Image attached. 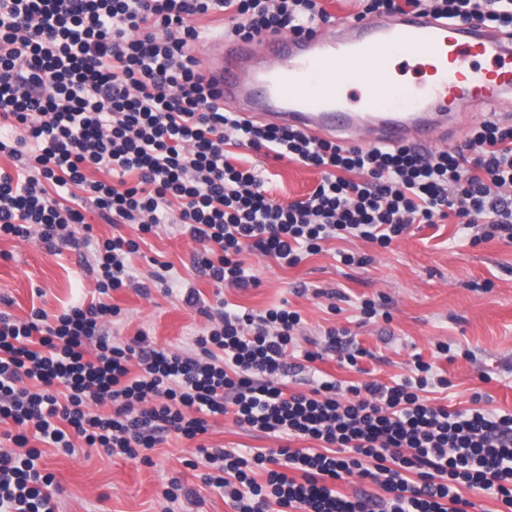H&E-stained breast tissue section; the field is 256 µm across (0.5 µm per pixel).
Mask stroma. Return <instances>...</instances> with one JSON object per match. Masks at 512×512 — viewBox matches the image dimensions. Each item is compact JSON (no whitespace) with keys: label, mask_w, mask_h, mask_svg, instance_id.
Listing matches in <instances>:
<instances>
[{"label":"stroma","mask_w":512,"mask_h":512,"mask_svg":"<svg viewBox=\"0 0 512 512\" xmlns=\"http://www.w3.org/2000/svg\"><path fill=\"white\" fill-rule=\"evenodd\" d=\"M234 154L238 166L262 173L268 197L281 203L304 198L321 179L318 169L286 158L246 147L235 148ZM83 214L84 224L71 228L73 244L56 251L33 240L0 238V298L9 301L7 313L25 318L37 307L53 316L91 294L94 243L116 230L93 206ZM117 231L142 240L132 258L136 274L147 273L155 260L170 266L167 291L155 289L144 296L128 287L112 292V305L122 310L113 327L118 337L142 330L157 346L194 352V339L206 321L183 302L188 287L210 302L223 294L243 310L263 311L285 302L304 321L297 337L300 349L314 348L324 329L345 326L370 352L360 365L371 379L388 383L408 375L418 355L434 361L438 375L450 382L448 388H434L433 403L465 409L478 392L482 409L512 412L511 240L494 237L472 244V231L448 218L413 225L387 249L359 238L330 240L321 253L293 267L249 254L245 265L258 277V286L220 290L197 268L202 245L180 226L168 224L144 236L128 225ZM340 250L369 255L371 262L345 266L336 257ZM324 289L345 294L340 312L329 310L328 299L320 295ZM380 295L389 301L391 321L359 325L360 302ZM441 341L451 344V358H434V346ZM200 443L245 451L275 448L280 441L236 424L229 414L212 420L201 442L168 435L147 464L81 443L71 454L46 449L42 462L59 489L57 512H162L161 491L173 477L199 495L194 512H232L219 492L203 485L193 466Z\"/></svg>","instance_id":"obj_1"}]
</instances>
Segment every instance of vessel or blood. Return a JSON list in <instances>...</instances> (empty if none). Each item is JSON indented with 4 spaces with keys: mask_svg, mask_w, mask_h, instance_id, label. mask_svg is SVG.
<instances>
[{
    "mask_svg": "<svg viewBox=\"0 0 512 512\" xmlns=\"http://www.w3.org/2000/svg\"><path fill=\"white\" fill-rule=\"evenodd\" d=\"M401 60L425 63L434 81H396ZM204 64L224 109L345 146L430 151L450 144L460 116L512 107V38L421 11L335 21L301 36L221 37L208 43Z\"/></svg>",
    "mask_w": 512,
    "mask_h": 512,
    "instance_id": "obj_1",
    "label": "vessel or blood"
}]
</instances>
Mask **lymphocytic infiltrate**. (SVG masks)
Returning a JSON list of instances; mask_svg holds the SVG:
<instances>
[{
  "label": "lymphocytic infiltrate",
  "instance_id": "lymphocytic-infiltrate-1",
  "mask_svg": "<svg viewBox=\"0 0 512 512\" xmlns=\"http://www.w3.org/2000/svg\"><path fill=\"white\" fill-rule=\"evenodd\" d=\"M359 18L425 11L449 23L478 20L512 36V0H358ZM227 13L221 33L243 39L310 32L331 20L318 0H0V237L68 243L83 213L63 202L80 187L109 223L149 234L182 226L202 244L201 265L218 285H257L241 255L252 251L297 265L325 241L356 237L390 248L415 224L448 217L484 225V238L512 239V120L486 119L453 148L343 146L303 132L243 120L214 102L193 45L196 16ZM267 150L320 169L305 199L278 203L253 169L231 163L229 146ZM137 240L96 244L90 301L55 318L33 310L0 313V512H55L54 477L38 440L73 453L74 438L106 454L149 462L164 435L191 440L209 418L274 438L251 453L200 447L202 482L234 512H467L461 488L490 492L512 507V413L434 406L427 389L448 387L432 363L384 384L342 385L310 375L287 392L297 370L339 352L357 368L366 349L347 329L324 333L323 351H298L302 318L287 306L238 312L208 305L197 289L184 302L207 320L188 355L121 340L109 327L121 313L111 291L167 282L153 271L136 282ZM110 404L109 414L98 413ZM315 441L321 451L290 448ZM266 473L258 483L254 470ZM360 476L375 494L345 495L337 482Z\"/></svg>",
  "mask_w": 512,
  "mask_h": 512
}]
</instances>
